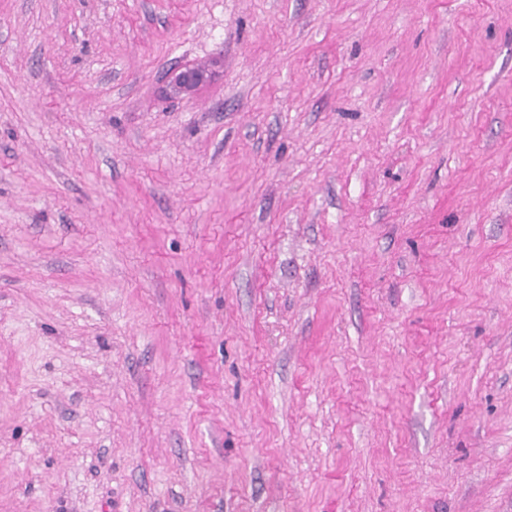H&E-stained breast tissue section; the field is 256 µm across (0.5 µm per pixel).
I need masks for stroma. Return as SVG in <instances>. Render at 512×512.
Returning <instances> with one entry per match:
<instances>
[{"label":"stroma","instance_id":"35a3bbf8","mask_svg":"<svg viewBox=\"0 0 512 512\" xmlns=\"http://www.w3.org/2000/svg\"><path fill=\"white\" fill-rule=\"evenodd\" d=\"M0 512H512V0H0ZM212 74L208 67L193 65L174 67L166 75L164 91L174 96L195 91L207 83Z\"/></svg>","mask_w":512,"mask_h":512}]
</instances>
